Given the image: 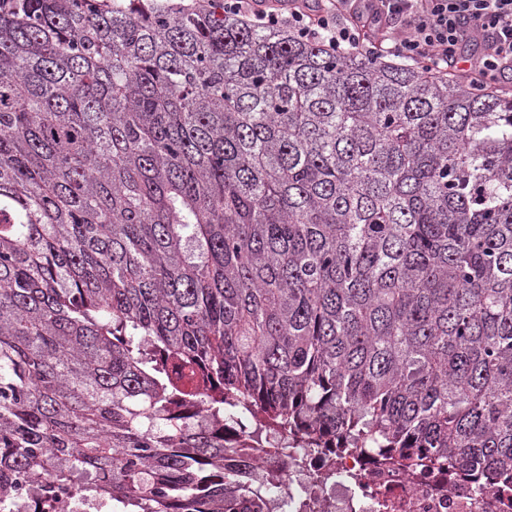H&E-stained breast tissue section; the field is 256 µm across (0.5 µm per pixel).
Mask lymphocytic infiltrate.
<instances>
[{
	"instance_id": "obj_1",
	"label": "lymphocytic infiltrate",
	"mask_w": 512,
	"mask_h": 512,
	"mask_svg": "<svg viewBox=\"0 0 512 512\" xmlns=\"http://www.w3.org/2000/svg\"><path fill=\"white\" fill-rule=\"evenodd\" d=\"M224 11L337 51L364 46L466 80L512 77V0H224Z\"/></svg>"
}]
</instances>
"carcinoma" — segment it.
<instances>
[{
	"label": "carcinoma",
	"mask_w": 512,
	"mask_h": 512,
	"mask_svg": "<svg viewBox=\"0 0 512 512\" xmlns=\"http://www.w3.org/2000/svg\"><path fill=\"white\" fill-rule=\"evenodd\" d=\"M283 431L512 486V96L224 0H11L0 512L79 470L268 512L247 449Z\"/></svg>",
	"instance_id": "carcinoma-1"
}]
</instances>
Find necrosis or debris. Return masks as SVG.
Instances as JSON below:
<instances>
[{
	"instance_id": "4bbe7bcc",
	"label": "necrosis or debris",
	"mask_w": 512,
	"mask_h": 512,
	"mask_svg": "<svg viewBox=\"0 0 512 512\" xmlns=\"http://www.w3.org/2000/svg\"><path fill=\"white\" fill-rule=\"evenodd\" d=\"M292 455L293 463L286 465L272 452L255 454L271 512H300L304 502L309 512H512V499L496 486L473 484L455 469L410 471L357 451L329 458L320 448H296ZM327 465L335 482L308 487L307 472ZM12 498L18 512L33 499L44 512H70L73 485L27 478Z\"/></svg>"
}]
</instances>
